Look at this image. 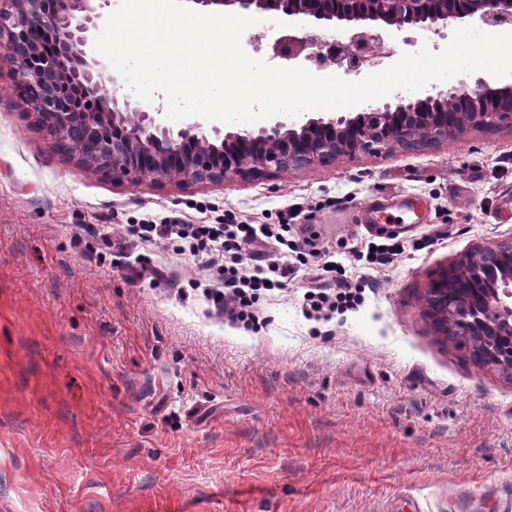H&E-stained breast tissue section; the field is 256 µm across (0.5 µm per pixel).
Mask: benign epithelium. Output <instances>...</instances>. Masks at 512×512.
<instances>
[{
  "mask_svg": "<svg viewBox=\"0 0 512 512\" xmlns=\"http://www.w3.org/2000/svg\"><path fill=\"white\" fill-rule=\"evenodd\" d=\"M111 0H0V47L14 63L22 95L37 122L58 140L77 122L112 146L106 160L69 158L114 182L146 176L185 187L250 182L290 168H314L340 156L394 148L427 149L471 129L512 127V80L479 77L414 102L398 100L361 112H323L300 120L275 118L257 130L207 128L197 120L175 131L162 110L145 109L119 93L115 76L93 56L92 42ZM313 23L288 39V58L308 51L319 68L329 61L360 75L386 50L388 31L417 27L435 35L463 22L512 27V0H190ZM339 27L347 40L327 42L318 27ZM466 103L468 110L453 107ZM422 315L438 336H465L486 366L512 372V243L477 246L437 270L424 291Z\"/></svg>",
  "mask_w": 512,
  "mask_h": 512,
  "instance_id": "7a95c632",
  "label": "benign epithelium"
}]
</instances>
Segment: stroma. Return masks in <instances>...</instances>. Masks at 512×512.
I'll return each instance as SVG.
<instances>
[{
	"label": "stroma",
	"instance_id": "1",
	"mask_svg": "<svg viewBox=\"0 0 512 512\" xmlns=\"http://www.w3.org/2000/svg\"><path fill=\"white\" fill-rule=\"evenodd\" d=\"M297 27L248 29L286 66ZM421 204L402 231L373 222ZM286 224L303 263L248 331L173 244L99 234L176 216ZM405 251L371 265L368 245ZM512 241V128L269 180L112 184L53 149L0 49V512H512V375L422 318L431 273ZM357 310L308 320L325 256Z\"/></svg>",
	"mask_w": 512,
	"mask_h": 512
}]
</instances>
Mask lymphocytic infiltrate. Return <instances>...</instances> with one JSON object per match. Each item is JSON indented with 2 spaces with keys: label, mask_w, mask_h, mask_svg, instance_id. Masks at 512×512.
Masks as SVG:
<instances>
[{
  "label": "lymphocytic infiltrate",
  "mask_w": 512,
  "mask_h": 512,
  "mask_svg": "<svg viewBox=\"0 0 512 512\" xmlns=\"http://www.w3.org/2000/svg\"><path fill=\"white\" fill-rule=\"evenodd\" d=\"M287 231L284 224H185L167 218L128 229L138 240L173 241L179 253L190 254L208 268L219 266L222 276L206 296L217 313L245 326L255 323L261 294L283 287L296 271L288 260ZM304 298L318 319L355 309L362 301L360 292L343 279L332 293L321 284H309Z\"/></svg>",
  "instance_id": "1"
}]
</instances>
